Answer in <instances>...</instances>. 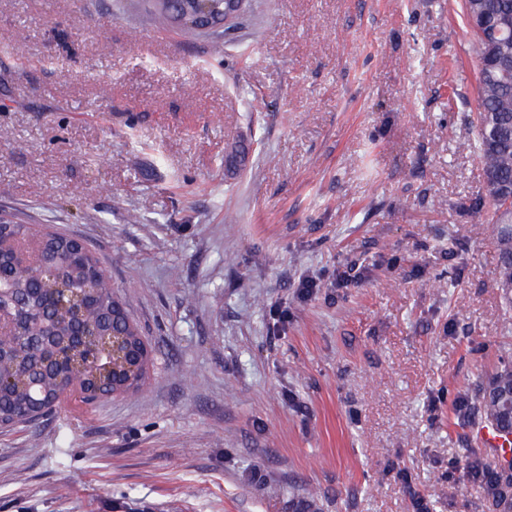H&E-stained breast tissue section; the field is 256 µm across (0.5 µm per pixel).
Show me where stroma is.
<instances>
[{"label":"stroma","instance_id":"1","mask_svg":"<svg viewBox=\"0 0 512 512\" xmlns=\"http://www.w3.org/2000/svg\"><path fill=\"white\" fill-rule=\"evenodd\" d=\"M472 43L460 0H251L219 55L138 0H0V210L153 349L142 392L0 429V512H492L453 411L512 354Z\"/></svg>","mask_w":512,"mask_h":512}]
</instances>
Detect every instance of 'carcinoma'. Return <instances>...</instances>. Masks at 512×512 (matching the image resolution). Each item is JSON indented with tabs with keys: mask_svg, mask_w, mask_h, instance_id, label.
<instances>
[{
	"mask_svg": "<svg viewBox=\"0 0 512 512\" xmlns=\"http://www.w3.org/2000/svg\"><path fill=\"white\" fill-rule=\"evenodd\" d=\"M155 19L174 24L177 11L161 0L142 2ZM489 24L512 16V0H485ZM485 44L477 39L474 63L477 112L470 121L476 133L475 153L482 173L512 183V75L489 78L482 66ZM491 232L497 253V286L507 308H512V201L489 199ZM0 283L12 290L8 311L33 326L28 335L13 330L0 334V427L34 422V406H48L69 387L120 393L136 392L148 374L142 332L136 322L123 323L126 333L121 355L112 354V316L121 315V299L109 277L98 267L91 250L55 231L28 224H0ZM66 317L80 338L79 358L50 360L55 340L41 325ZM512 400V362L503 361L492 372L475 375L471 401L461 419L470 428L495 427L502 435L512 429L506 404ZM468 464L482 473L481 482L495 512H512V471L484 466L475 450Z\"/></svg>",
	"mask_w": 512,
	"mask_h": 512,
	"instance_id": "cac0c4a2",
	"label": "carcinoma"
}]
</instances>
